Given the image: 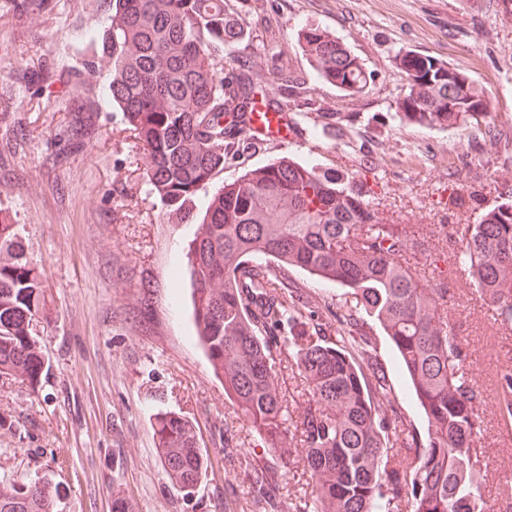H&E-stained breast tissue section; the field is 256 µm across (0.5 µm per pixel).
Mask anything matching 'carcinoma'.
<instances>
[{
    "instance_id": "obj_1",
    "label": "carcinoma",
    "mask_w": 512,
    "mask_h": 512,
    "mask_svg": "<svg viewBox=\"0 0 512 512\" xmlns=\"http://www.w3.org/2000/svg\"><path fill=\"white\" fill-rule=\"evenodd\" d=\"M91 41L109 66L103 97L116 104L142 142L145 170L166 210L196 207L201 190L224 171V156L259 111L254 83L222 73L217 57L245 36L224 0H113ZM297 41L317 76L349 94L365 74L357 57L327 31L302 28ZM411 78L401 119L449 129L490 105L466 75L432 57L406 53ZM187 243L197 339L257 441L286 443L302 454L313 489L304 512H512L508 497L481 494L476 444L486 436L485 392L470 372L467 346L448 309V289L424 281L404 255L416 247L350 186L317 168L282 158L246 171L204 205ZM461 233L456 265L512 332V204H500ZM14 225L0 209V376L33 386L45 370L32 323L45 308L43 282L21 257ZM347 289L336 304V335L294 294L288 270ZM393 343L427 416L411 434L392 388L372 369L373 326ZM283 330L306 400L296 432L272 368L268 333ZM500 412L512 418V370L497 375ZM153 431L164 470L182 489L197 486L206 459L193 424L160 410ZM48 482L0 484V512H52Z\"/></svg>"
}]
</instances>
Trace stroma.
Listing matches in <instances>:
<instances>
[{
  "label": "stroma",
  "instance_id": "obj_1",
  "mask_svg": "<svg viewBox=\"0 0 512 512\" xmlns=\"http://www.w3.org/2000/svg\"><path fill=\"white\" fill-rule=\"evenodd\" d=\"M247 33L225 46V70H250L300 141L247 140L219 180L290 157L349 183L370 205L418 228L448 273L456 333L484 389L512 366V335L499 331L472 285L448 264L446 226L477 223L512 204V0H224ZM110 0H0V209L42 275L45 314L34 324L48 370L38 387L0 377V483L50 481L53 512H112L123 490L134 512H303L312 479L295 455L264 447L239 418L195 337L185 243L199 227L169 219L144 171V146L122 112L104 103L107 69L87 39ZM334 35L362 64L348 94L319 80L297 43L301 27ZM411 52L447 62L494 106L448 130L400 119ZM336 134L312 130L327 113ZM317 318L343 287L289 275ZM376 366L412 434L427 421L397 357L376 338ZM173 410L196 427L206 459L192 495L167 477L151 421ZM487 437L476 454L482 493L512 475V422L482 407Z\"/></svg>",
  "mask_w": 512,
  "mask_h": 512
}]
</instances>
